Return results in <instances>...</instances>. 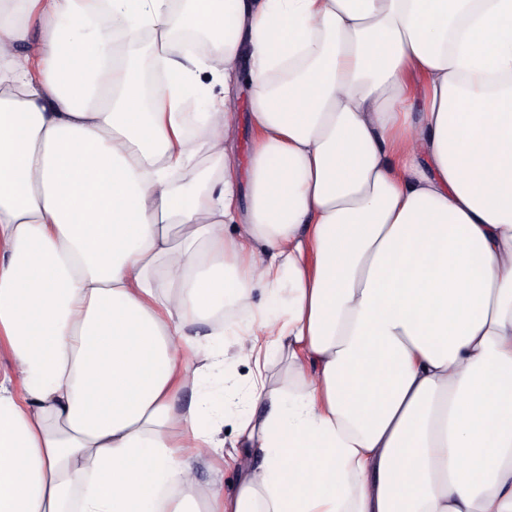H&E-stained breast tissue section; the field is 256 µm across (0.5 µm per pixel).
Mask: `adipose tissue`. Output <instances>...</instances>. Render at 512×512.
<instances>
[{"instance_id":"1","label":"adipose tissue","mask_w":512,"mask_h":512,"mask_svg":"<svg viewBox=\"0 0 512 512\" xmlns=\"http://www.w3.org/2000/svg\"><path fill=\"white\" fill-rule=\"evenodd\" d=\"M0 341V512H512V0H0ZM21 23L27 27L26 39L15 44L11 52L15 57L24 59L26 57H33L39 50V21L38 18L32 17L29 20L23 19ZM250 369L245 363L231 362L226 367V377L237 380V385L228 388L226 384V390H224V397L222 391V379L220 378V391L214 401V410L217 415H222L223 411L226 414L224 424V464L222 465L224 481V493H229L236 485L238 479V468L234 462L228 457L229 453H234L235 449L240 450L241 448H231L233 444L239 440L238 433L233 425V420L229 417L243 412L248 407V378L250 375ZM229 430V433H226Z\"/></svg>"}]
</instances>
